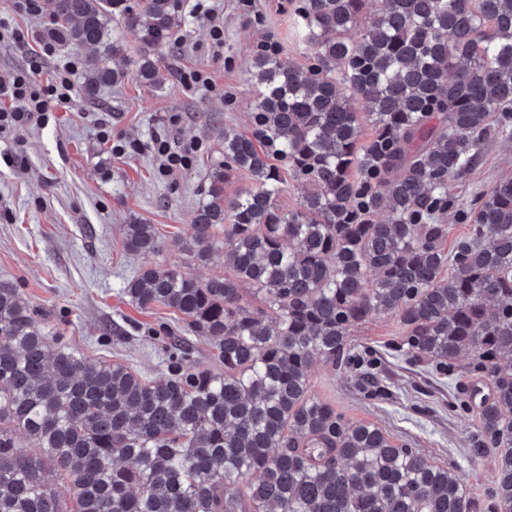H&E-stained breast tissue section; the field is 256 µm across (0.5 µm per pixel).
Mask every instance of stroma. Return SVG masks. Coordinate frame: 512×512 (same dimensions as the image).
<instances>
[{"instance_id":"stroma-1","label":"stroma","mask_w":512,"mask_h":512,"mask_svg":"<svg viewBox=\"0 0 512 512\" xmlns=\"http://www.w3.org/2000/svg\"><path fill=\"white\" fill-rule=\"evenodd\" d=\"M40 4L39 14L26 15L14 11L12 0H0V19L23 34L20 42L0 46V75L35 65L47 76L71 58L106 55L128 77L93 101L74 92L72 103L56 109L47 125L0 141V280L18 288L37 320L68 347L156 379L165 367L152 337L175 316L165 308L140 310L123 295L125 281L142 260L124 251L122 227L133 216L154 224L168 244L158 257L161 263H187L201 280L223 273L220 261L188 263L175 242L186 237L210 169L224 156L225 125L250 130L248 112L257 88L249 70L257 42L273 38L281 59L305 60L292 0H253L247 10L239 0H224L220 47L212 45L208 24L192 16L193 0H183L188 17L177 41L152 56L166 78L159 87L136 79L140 41L114 20L101 45L60 42L54 56H41L52 6L51 0ZM115 44L121 50L114 55ZM191 69L207 71L210 85H184L181 75ZM105 123L112 126L108 143L100 134ZM160 138L175 147L196 145L180 173L160 170L154 151ZM8 155L24 157V167L5 163ZM510 177L512 142L491 139L477 168L453 190L467 202ZM116 325L122 335H113ZM397 334L386 318L367 321L353 332L354 344L373 352L372 369L385 393L362 386L357 370L321 362L310 369L313 393L345 419L374 424L394 444L419 449L458 474L472 499L487 500L496 459L490 451L472 453L478 415L464 390L465 384L479 382V375L457 370L443 376L426 364L405 362L390 349Z\"/></svg>"}]
</instances>
